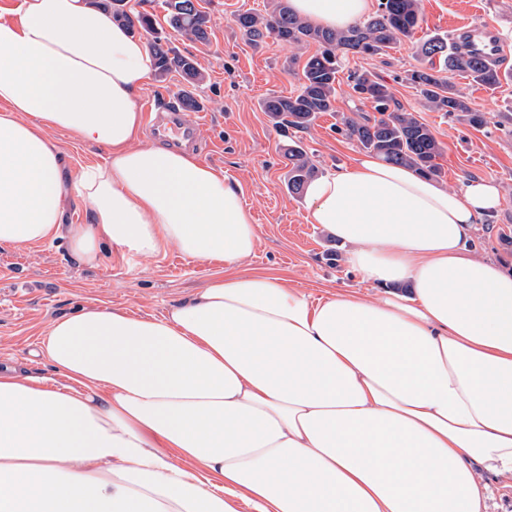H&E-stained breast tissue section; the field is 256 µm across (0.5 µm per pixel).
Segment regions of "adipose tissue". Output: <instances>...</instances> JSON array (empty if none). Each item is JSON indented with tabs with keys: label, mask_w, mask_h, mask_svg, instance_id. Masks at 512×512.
Instances as JSON below:
<instances>
[{
	"label": "adipose tissue",
	"mask_w": 512,
	"mask_h": 512,
	"mask_svg": "<svg viewBox=\"0 0 512 512\" xmlns=\"http://www.w3.org/2000/svg\"><path fill=\"white\" fill-rule=\"evenodd\" d=\"M290 5L343 30L372 0ZM152 67L90 0L0 13V245L224 266L163 319L55 321L40 353L65 384L0 373V512H483L477 466L512 469V267L473 241L500 184L370 154L312 180L310 223L381 293L310 300L238 273L257 226L223 172L141 144ZM52 129L107 161L66 181ZM71 188L89 223L64 225Z\"/></svg>",
	"instance_id": "ef3b65f1"
}]
</instances>
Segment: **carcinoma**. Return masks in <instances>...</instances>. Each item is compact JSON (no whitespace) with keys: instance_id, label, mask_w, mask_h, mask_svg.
<instances>
[{"instance_id":"1","label":"carcinoma","mask_w":512,"mask_h":512,"mask_svg":"<svg viewBox=\"0 0 512 512\" xmlns=\"http://www.w3.org/2000/svg\"><path fill=\"white\" fill-rule=\"evenodd\" d=\"M95 6L129 29L138 26L155 30V19L147 14H133L127 0H93ZM195 0H165V22L176 33L196 41L208 40L210 19L206 12L193 5ZM421 0H379L375 13L343 30L314 27L293 15L288 0H272L263 16L251 13L237 15L239 30L251 41L266 38L301 46L310 41L319 49L310 55L302 69L301 88L295 95L270 96L260 103L271 122L277 127L307 129L323 112L333 110L337 94V75L344 59L350 54L379 55L412 36L421 21ZM150 49L154 59L155 78L162 82L178 73L194 86L205 79L196 62L176 53L164 38L157 36ZM418 53L428 65L413 69L407 81L420 93L423 106L430 111L446 112L473 128L484 126L482 113L471 106L467 95L452 83L446 73L460 72L471 82L490 89L501 84L504 74L497 62L471 55L446 36L426 39ZM352 91L362 100L373 104L378 115H359L343 119L346 134L369 153L386 162L407 164L431 177L441 175L437 157L441 147L430 127L414 112L395 105L390 89L368 72L350 74ZM288 156L287 187L300 194L318 170L308 153L294 141L286 149Z\"/></svg>"}]
</instances>
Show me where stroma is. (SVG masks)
Masks as SVG:
<instances>
[{
    "label": "stroma",
    "mask_w": 512,
    "mask_h": 512,
    "mask_svg": "<svg viewBox=\"0 0 512 512\" xmlns=\"http://www.w3.org/2000/svg\"><path fill=\"white\" fill-rule=\"evenodd\" d=\"M269 0H201L210 15L208 42L172 35L173 47L192 55L206 78L194 94L202 104L198 138L211 152L209 167L223 171L240 185L246 207L258 229L255 253L244 259V273L266 271L316 299L356 291L369 297L379 290L350 271L340 242L327 237L307 219L304 195L286 185L288 140L301 141L320 173L352 164L361 155L357 142L345 136L343 117L373 115L368 101L353 93L348 76L367 71L390 86L401 107L417 111L442 148L440 180L454 187L466 177H491L504 201L476 235L492 259L512 262V133L503 130L502 113H512V80L488 90L458 73L449 79L483 112L486 123L475 129L448 114L423 108L420 95L405 80L420 66L416 45L433 32L453 33L461 25L489 23L498 27L506 49L504 70L512 71V0H421L422 21L412 37L373 57L348 55L338 75L333 112L321 115L307 130H280L260 109L269 95L289 96L301 82L305 58L316 44L292 47L273 39L248 40L235 24L237 14L264 12ZM70 173L102 164L106 148L55 131ZM218 264L194 260L171 249L154 257L129 258L104 247L98 263L73 255L66 237L28 249L0 245V371L59 379L54 366L39 353L44 330L57 319L82 309H123L138 316L162 318L190 300L218 274Z\"/></svg>",
    "instance_id": "obj_1"
}]
</instances>
